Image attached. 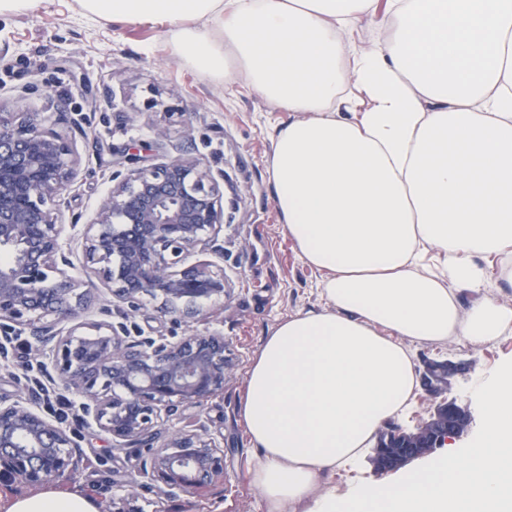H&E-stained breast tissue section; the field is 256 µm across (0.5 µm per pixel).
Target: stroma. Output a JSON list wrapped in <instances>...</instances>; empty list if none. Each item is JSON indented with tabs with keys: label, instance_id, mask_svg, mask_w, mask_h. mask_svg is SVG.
Returning <instances> with one entry per match:
<instances>
[{
	"label": "stroma",
	"instance_id": "1",
	"mask_svg": "<svg viewBox=\"0 0 512 512\" xmlns=\"http://www.w3.org/2000/svg\"><path fill=\"white\" fill-rule=\"evenodd\" d=\"M0 40L10 51L0 59V110L41 113L46 126L71 133L72 121L84 129L74 139L79 175L64 191L66 220H88L109 192L114 174L135 163L159 164L176 154L199 159L223 176L229 191L224 211L223 306L202 320L185 324L162 314L156 302L137 311L113 301L95 276L85 279L98 302L85 313L90 322L125 323L131 339L174 342L192 333L220 332L233 371L219 395L202 407L179 409L166 417L161 434L206 428L224 450V479L204 494L186 493L153 481L142 469L149 448L111 435L70 415L62 425L77 439L81 467L59 490L91 496L98 512H112L113 499L127 486L137 489L141 512H265L248 468L257 456L240 416L251 360L280 321L321 306L318 272L306 265L285 236L268 172L275 128L287 121L247 83L225 90L223 83L181 63L174 56L165 25L115 24L81 11L78 0H46L40 8L0 16ZM0 355V397H30L19 348L31 352L40 377L56 389L51 359L29 334ZM416 368L426 360L465 361L466 373L449 377L443 391L471 415L469 431L453 441L465 448L485 422L475 388L500 364L512 360V335L477 346L412 344ZM399 470L375 471L368 455L350 461L330 478L337 495L386 484Z\"/></svg>",
	"mask_w": 512,
	"mask_h": 512
}]
</instances>
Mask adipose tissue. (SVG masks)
I'll list each match as a JSON object with an SVG mask.
<instances>
[{"mask_svg": "<svg viewBox=\"0 0 512 512\" xmlns=\"http://www.w3.org/2000/svg\"><path fill=\"white\" fill-rule=\"evenodd\" d=\"M78 2L165 24L184 63L288 115L274 203L323 303L280 322L246 374L266 512H512V362L478 388L472 447L349 496L327 480L408 406L409 344L512 335V0ZM363 22L383 39L357 43ZM4 508L98 512L53 488Z\"/></svg>", "mask_w": 512, "mask_h": 512, "instance_id": "obj_1", "label": "adipose tissue"}]
</instances>
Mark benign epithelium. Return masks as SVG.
Wrapping results in <instances>:
<instances>
[{"mask_svg": "<svg viewBox=\"0 0 512 512\" xmlns=\"http://www.w3.org/2000/svg\"><path fill=\"white\" fill-rule=\"evenodd\" d=\"M79 174L70 138L45 129L30 112L0 113V328L29 331L49 351L57 382L83 399L89 424L113 438L153 449L147 474L164 486L196 491L224 477V449L202 431L178 430L153 447L162 415L196 408L224 389L231 370L224 337L192 334L175 343H136L127 329L88 323L96 300L73 274L63 241L61 196ZM224 190L199 160L180 156L129 169L84 224V268L113 299L135 311L148 300L185 322L224 304V274L209 263L187 264L216 247ZM456 374L437 368L433 387ZM453 417L434 427L433 442L448 444ZM81 458L72 435L36 402L0 399V473L29 484L73 477Z\"/></svg>", "mask_w": 512, "mask_h": 512, "instance_id": "1", "label": "benign epithelium"}]
</instances>
